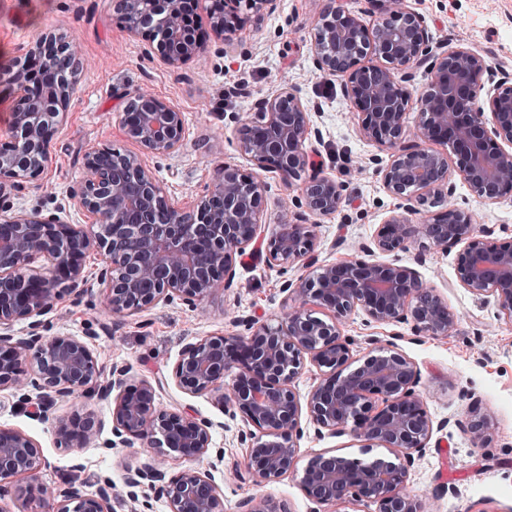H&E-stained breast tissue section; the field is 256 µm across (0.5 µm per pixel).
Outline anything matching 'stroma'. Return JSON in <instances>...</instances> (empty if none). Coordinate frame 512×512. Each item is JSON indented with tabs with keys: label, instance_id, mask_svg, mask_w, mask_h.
Wrapping results in <instances>:
<instances>
[{
	"label": "stroma",
	"instance_id": "35a3bbf8",
	"mask_svg": "<svg viewBox=\"0 0 512 512\" xmlns=\"http://www.w3.org/2000/svg\"><path fill=\"white\" fill-rule=\"evenodd\" d=\"M324 3L279 0L273 14L261 24H246L232 45L224 47L212 38L208 0H199L197 29L205 48L198 57L173 68L150 53L147 36L125 30L117 0H0V67L23 62L36 39L49 31L65 35L81 62L76 92L50 143L48 169L0 204L13 212L38 211L83 224L70 195L83 180L84 157L95 149L136 150L125 132L123 113L128 95L142 90L175 106L185 118L180 151L165 156L144 153L145 165L170 201L193 203L224 165L245 174L255 172L254 163L239 149L244 121L258 99L293 88L303 101L317 107L311 120L321 137L307 146L312 161L344 185L347 194L346 205L335 214L308 220L318 258L339 261L358 254L360 245L370 241L379 224L396 211L398 202L382 186L372 162L380 150L361 138L358 117L341 92V77L320 74L314 67V19ZM408 4L425 18L435 43L478 51L496 76L512 77V0H408ZM228 67L240 81V97L224 96ZM262 178L264 239L237 258L230 290L193 305L177 299L113 317L101 307L99 273L105 263L96 251L85 261L84 282L78 289L64 290L41 317L42 335H70L88 342L104 369L123 366L128 382L155 384L160 406H189L209 419L212 443L223 449L226 464L244 454L238 441L242 416L207 397L184 393L171 374L185 344L204 336L241 333L242 317L262 322L280 315L285 307L284 282L303 273L297 264L272 268L265 262L264 240L276 232L285 215L298 212L300 190L274 172L263 173ZM454 201L475 212L480 223L493 229L495 238L512 236V197L484 202L460 183ZM456 254L453 248L433 249L425 265L418 266L424 282L436 289L456 316L455 331L445 337H418L404 325L397 342L420 373L416 391L430 418L445 425L434 432V445L411 469L408 489L422 499L426 512H512V324L497 319L493 298H475L459 285ZM36 395L33 389L0 391V427L22 430L40 446L45 464L39 483L61 489L77 482L93 491L108 481L114 512H140L139 505L126 497L123 477L144 460L145 449L139 444L109 447L111 402L100 400L91 387L55 401L45 417L38 418L29 414L26 404ZM472 411L486 417L487 442L474 440L453 424ZM77 412L94 414L99 427L96 439L79 451L61 443L53 425L55 418ZM301 427L298 446L303 464L321 452L358 458L386 453L382 447L364 450L349 433L320 437L306 417ZM213 476L224 491V512H239V503L259 492L283 503L288 512H319L317 504L305 497L298 476L262 487L227 468ZM442 485L449 491L436 497Z\"/></svg>",
	"mask_w": 512,
	"mask_h": 512
}]
</instances>
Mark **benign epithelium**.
<instances>
[{
    "label": "benign epithelium",
    "instance_id": "7a95c632",
    "mask_svg": "<svg viewBox=\"0 0 512 512\" xmlns=\"http://www.w3.org/2000/svg\"><path fill=\"white\" fill-rule=\"evenodd\" d=\"M245 3L259 21L278 0H224L213 13L215 39L229 45L245 18L234 5ZM378 13L373 28L331 0L320 12L313 45L316 69L344 77V97L361 116V137L389 155L378 165L384 190L399 200L397 211L379 225L368 258L317 263L316 241L303 223L306 214H332L346 203L345 188L313 166L306 142L319 138L311 112L293 89L259 99L253 134L239 142L241 152L258 169L276 172L286 184L300 183L302 211L278 225L265 246L272 266L302 263L306 274L288 282L287 311L274 323L244 319L243 336H206L184 346L173 369L174 384L194 396H210L225 409L238 411L245 424L238 440L255 485L297 472L296 441L307 411L319 436L351 431L369 446L387 448L394 458L319 453L300 478L307 497L344 512L353 503H372L377 512H423L407 490L410 470L433 434V421L415 392L420 374L397 351L392 333L386 346L353 365V341L342 324L360 310L368 322L406 324L416 336H447L456 317L447 302L428 287L417 269L396 261H372L411 244L421 247L416 263L432 248L460 247L455 274L461 287L476 297L491 296L496 317L512 324V238L495 240L493 231L476 226L473 211L449 201L457 174L479 199L512 196V85L496 78L484 56L465 47L433 52V36L422 15L403 0H369ZM127 31L149 32L156 50L171 67L197 56L203 44L181 23L183 0H120ZM39 80L21 72L10 78L15 107L10 116L11 142L0 151V199L19 192L24 180L49 165V144L75 91L71 43L55 33L42 35L28 51ZM428 89L418 97L419 121L407 130L411 101L408 84L417 73ZM123 125L143 150L167 155L183 145L184 117L176 107L146 93L132 96ZM452 149L448 155L433 146ZM87 178L72 194L86 219L84 228L57 216L18 212L0 220V390L33 386L43 396L32 403L44 415L47 402L71 396L91 385L103 399L115 396L110 445L138 442L147 452L165 448L185 463L168 478L152 459L126 472V496L150 509L148 492L165 499L168 512H224V492L199 462L209 457L212 423L190 408L157 406L149 383L126 385L127 369L114 367L101 380L99 357L74 336L35 333L36 317L60 297V285L75 288L84 280V259L101 251L103 305L113 315L142 311L176 298L191 304L219 290H229L236 258L261 238L260 211L265 183L230 165L218 173L193 205L176 206L162 194L142 155L129 152L110 161L99 151L85 156ZM444 210L427 214L426 203ZM419 220H413L414 216ZM42 259L41 271L32 264ZM321 312L325 318L316 316ZM27 321L33 334L14 337L6 330ZM319 378L300 398L295 379L305 364ZM236 370L229 389L224 377ZM454 426L476 440H486L485 417L470 413ZM67 447L80 450L96 436L89 414L55 421ZM44 465L41 449L25 433L0 427V498L18 478L35 479ZM38 512H112V483L94 492L71 484L59 494L42 487ZM242 512H286L271 497L256 494Z\"/></svg>",
    "mask_w": 512,
    "mask_h": 512
}]
</instances>
